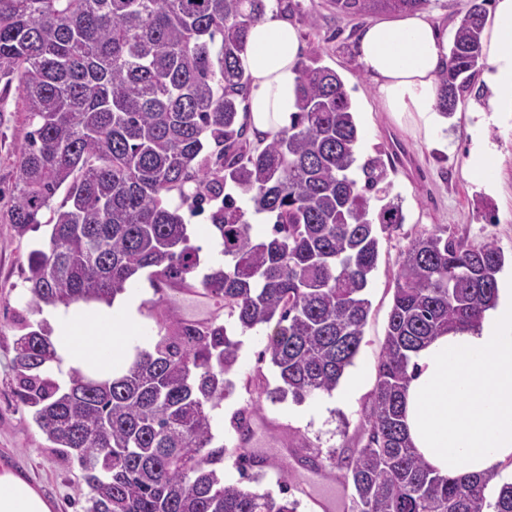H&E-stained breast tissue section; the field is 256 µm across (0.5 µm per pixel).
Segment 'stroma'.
<instances>
[{
	"instance_id": "obj_1",
	"label": "stroma",
	"mask_w": 512,
	"mask_h": 512,
	"mask_svg": "<svg viewBox=\"0 0 512 512\" xmlns=\"http://www.w3.org/2000/svg\"><path fill=\"white\" fill-rule=\"evenodd\" d=\"M287 19L298 30L302 51L321 50L324 65L343 80L361 133L358 159L378 155L389 162L392 149L403 152L402 165L390 166L388 179L392 195L402 200L404 222L392 235L380 238L369 290L371 310L352 364L364 371L365 387L351 403L337 402L332 392L301 402L274 399L277 375L261 353L275 324L242 332L227 311L209 305V312L235 329L240 342L229 374L234 388L218 405L213 432L216 443L226 448L225 482L275 492L284 478L288 499L299 502L298 512H357L342 462L367 441V409L377 383L401 252L420 232L445 228L472 245L494 242L504 255V272L512 271V111L502 110L487 126L475 127L470 112L486 105L491 92L474 87L461 97L453 116L425 135L383 111L374 85L356 61L352 43L365 18L338 13L328 0H289ZM29 130L19 90L0 81V467L23 474L49 500L52 512H82L87 488L78 466L51 451L13 393L17 323L38 320L23 297V271L29 251L48 235L43 226L17 236L8 220L19 151ZM477 139L488 140L496 151L489 184L469 170V149ZM243 410L268 427L256 453L269 465L253 468L245 477L236 467L233 446L234 417Z\"/></svg>"
}]
</instances>
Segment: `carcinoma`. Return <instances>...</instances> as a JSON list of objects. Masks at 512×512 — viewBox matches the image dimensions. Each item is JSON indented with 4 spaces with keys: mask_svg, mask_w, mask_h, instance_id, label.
Returning a JSON list of instances; mask_svg holds the SVG:
<instances>
[{
    "mask_svg": "<svg viewBox=\"0 0 512 512\" xmlns=\"http://www.w3.org/2000/svg\"><path fill=\"white\" fill-rule=\"evenodd\" d=\"M431 0H331L359 17L410 12ZM489 0H463L438 74L452 115L483 61ZM267 0H0V77L17 82L32 127L19 152L9 221L18 236L51 212L48 241L27 257L28 308L109 301L139 273L188 287L198 267L181 209L221 201L211 224L224 267L207 295L242 330L276 322L262 352L275 398L336 389L370 311L379 234L403 223L381 158L356 165L360 133L344 83L313 49L297 66L291 125L250 148L240 103L249 29ZM359 169L364 184L354 177ZM65 196L59 205L53 200ZM383 202L375 209L371 200ZM272 214L269 237L248 213ZM504 266L491 241L440 230L402 251L377 365L366 444L345 463L360 512H482L495 474L429 469L405 430L410 354L477 323ZM165 334L119 375L61 381L42 321L15 339L14 396L55 453L77 461L84 512H297L298 501L224 483L211 410L229 395L238 342L226 326L165 309ZM493 512H512V483Z\"/></svg>",
    "mask_w": 512,
    "mask_h": 512,
    "instance_id": "carcinoma-1",
    "label": "carcinoma"
}]
</instances>
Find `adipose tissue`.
Returning <instances> with one entry per match:
<instances>
[{
  "label": "adipose tissue",
  "instance_id": "1",
  "mask_svg": "<svg viewBox=\"0 0 512 512\" xmlns=\"http://www.w3.org/2000/svg\"><path fill=\"white\" fill-rule=\"evenodd\" d=\"M483 82L512 100V0H496L485 18ZM354 54L374 84L382 108L425 134L443 123L436 75L448 60V39L416 12L364 26ZM296 28L275 13L253 25L243 65L251 77L247 110L253 127L274 132L296 112ZM129 291L112 302L46 308L56 352L54 373L74 370L108 377L148 339ZM404 395L408 439L426 465L443 475L484 474L512 461V280L474 326L454 328L412 353ZM0 512H51L22 475L0 469Z\"/></svg>",
  "mask_w": 512,
  "mask_h": 512
}]
</instances>
